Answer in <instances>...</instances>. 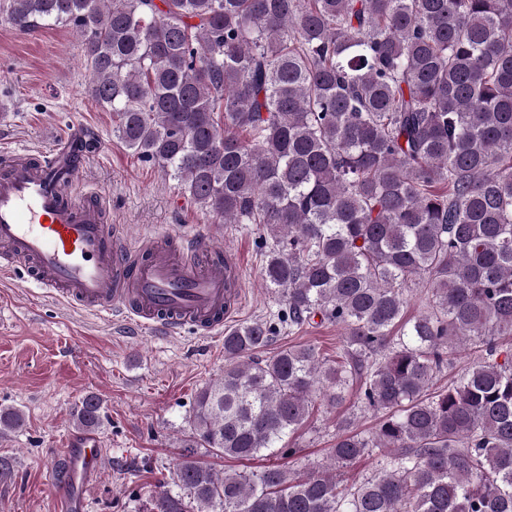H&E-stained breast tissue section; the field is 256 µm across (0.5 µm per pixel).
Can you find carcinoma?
<instances>
[{
    "instance_id": "cac0c4a2",
    "label": "carcinoma",
    "mask_w": 512,
    "mask_h": 512,
    "mask_svg": "<svg viewBox=\"0 0 512 512\" xmlns=\"http://www.w3.org/2000/svg\"><path fill=\"white\" fill-rule=\"evenodd\" d=\"M12 27L71 26L112 133L226 224L273 240L285 309L224 334L188 451L146 512H512V0H6ZM426 312L405 319L409 285ZM336 357L251 353L288 327ZM462 348L469 366L436 380ZM330 462L217 472L194 449L274 457L349 392ZM100 424L94 395L74 409ZM0 409V435L20 427ZM376 473L335 475L364 456ZM343 334V329L336 326V324L313 325L290 335L286 331L279 334L267 346L255 351L252 357L255 360L265 359L282 349L288 348V346L298 344H313L324 356L326 354L334 355L336 354V346L341 344Z\"/></svg>"
}]
</instances>
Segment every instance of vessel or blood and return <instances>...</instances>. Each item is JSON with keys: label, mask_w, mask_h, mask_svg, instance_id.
I'll return each mask as SVG.
<instances>
[{"label": "vessel or blood", "mask_w": 512, "mask_h": 512, "mask_svg": "<svg viewBox=\"0 0 512 512\" xmlns=\"http://www.w3.org/2000/svg\"><path fill=\"white\" fill-rule=\"evenodd\" d=\"M87 135L75 127L68 141L38 159L14 150L0 168V273L27 261L39 289L94 314L121 317L159 336L187 327L220 334L240 308L237 259L191 236H162L133 248L125 225L107 223V201L78 186L85 157L72 144ZM103 459L98 437L85 435L66 449L54 486L61 492L90 487Z\"/></svg>", "instance_id": "obj_1"}]
</instances>
